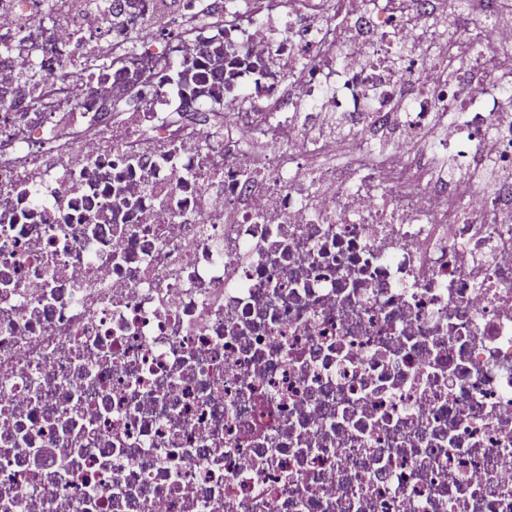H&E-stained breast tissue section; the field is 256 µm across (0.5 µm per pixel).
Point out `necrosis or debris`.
Returning <instances> with one entry per match:
<instances>
[{"mask_svg":"<svg viewBox=\"0 0 512 512\" xmlns=\"http://www.w3.org/2000/svg\"><path fill=\"white\" fill-rule=\"evenodd\" d=\"M436 3L0 0V512H512V0Z\"/></svg>","mask_w":512,"mask_h":512,"instance_id":"obj_1","label":"necrosis or debris"}]
</instances>
